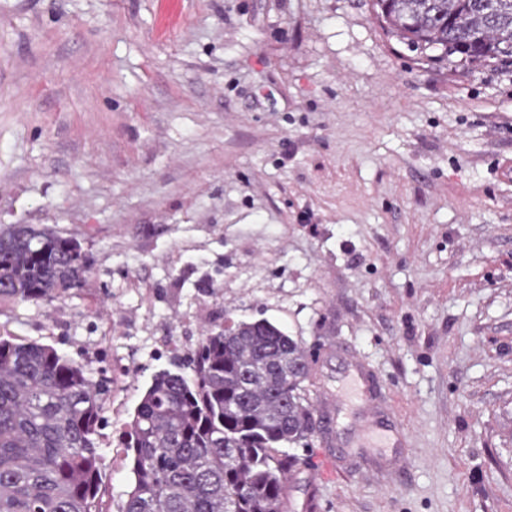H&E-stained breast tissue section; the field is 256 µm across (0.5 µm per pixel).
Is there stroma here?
I'll return each instance as SVG.
<instances>
[{
	"label": "stroma",
	"mask_w": 512,
	"mask_h": 512,
	"mask_svg": "<svg viewBox=\"0 0 512 512\" xmlns=\"http://www.w3.org/2000/svg\"><path fill=\"white\" fill-rule=\"evenodd\" d=\"M13 224L90 261L52 303L0 301V336L108 380L102 512L141 392L229 317L314 349L338 419L297 448L290 512H512V65L408 47L373 0H0ZM348 356L410 437L384 481L335 410Z\"/></svg>",
	"instance_id": "1"
}]
</instances>
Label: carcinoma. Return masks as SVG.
<instances>
[{"mask_svg":"<svg viewBox=\"0 0 512 512\" xmlns=\"http://www.w3.org/2000/svg\"><path fill=\"white\" fill-rule=\"evenodd\" d=\"M402 42L471 63H512V0H376ZM88 271L80 242L43 225L0 232V300L51 303ZM313 353L266 320L208 330L189 372L161 371L120 447L122 512H288L282 453L317 432ZM105 389L56 349L0 336V512H99Z\"/></svg>","mask_w":512,"mask_h":512,"instance_id":"carcinoma-1","label":"carcinoma"}]
</instances>
